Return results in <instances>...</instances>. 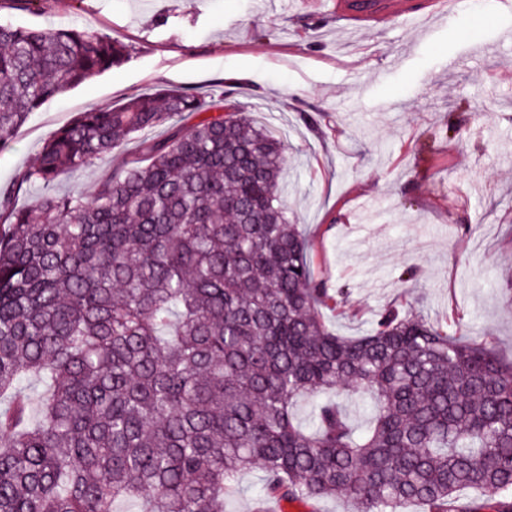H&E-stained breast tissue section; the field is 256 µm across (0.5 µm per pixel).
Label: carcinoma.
<instances>
[{
  "mask_svg": "<svg viewBox=\"0 0 512 512\" xmlns=\"http://www.w3.org/2000/svg\"><path fill=\"white\" fill-rule=\"evenodd\" d=\"M128 57L94 28L0 23V146ZM185 115L92 194L47 191ZM285 161L231 97L168 89L80 113L0 187V512H224L254 469L263 502L512 512V357L396 309L331 330L348 290L314 279Z\"/></svg>",
  "mask_w": 512,
  "mask_h": 512,
  "instance_id": "cac0c4a2",
  "label": "carcinoma"
}]
</instances>
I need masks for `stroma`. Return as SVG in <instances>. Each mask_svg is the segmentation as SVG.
<instances>
[{
  "instance_id": "35a3bbf8",
  "label": "stroma",
  "mask_w": 512,
  "mask_h": 512,
  "mask_svg": "<svg viewBox=\"0 0 512 512\" xmlns=\"http://www.w3.org/2000/svg\"><path fill=\"white\" fill-rule=\"evenodd\" d=\"M0 22L95 25L131 49L121 67L47 99L0 149V186L35 164L79 113L164 89L230 92L287 147L284 197L316 280L349 291L324 311L359 336L388 308L512 353V15L468 0L357 31L331 0H0ZM486 45L474 52L470 42ZM137 143L64 172L56 193H93L130 167ZM245 474L224 512L258 503Z\"/></svg>"
}]
</instances>
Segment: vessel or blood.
<instances>
[{
  "instance_id": "vessel-or-blood-1",
  "label": "vessel or blood",
  "mask_w": 512,
  "mask_h": 512,
  "mask_svg": "<svg viewBox=\"0 0 512 512\" xmlns=\"http://www.w3.org/2000/svg\"><path fill=\"white\" fill-rule=\"evenodd\" d=\"M460 0H336V14L354 26L383 27L427 12L450 18Z\"/></svg>"
}]
</instances>
